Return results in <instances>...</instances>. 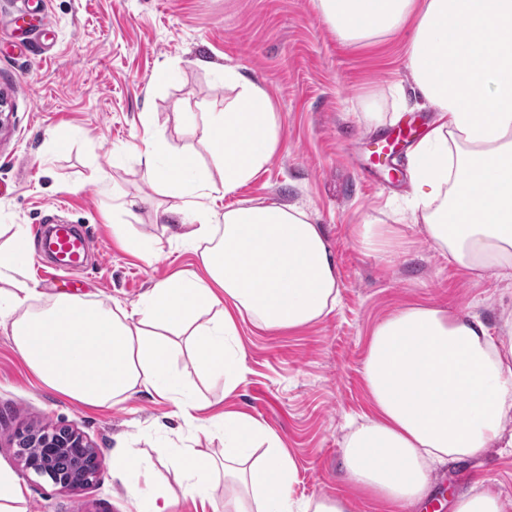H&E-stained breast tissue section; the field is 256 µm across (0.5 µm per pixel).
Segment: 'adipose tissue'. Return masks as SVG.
Returning a JSON list of instances; mask_svg holds the SVG:
<instances>
[{
  "instance_id": "1",
  "label": "adipose tissue",
  "mask_w": 512,
  "mask_h": 512,
  "mask_svg": "<svg viewBox=\"0 0 512 512\" xmlns=\"http://www.w3.org/2000/svg\"><path fill=\"white\" fill-rule=\"evenodd\" d=\"M316 8L353 46L412 27L405 58L413 85L395 89L392 104L428 105L437 118L409 154L411 220L457 266L512 278V0H316ZM224 84L236 90L234 102L201 129L217 173L149 129L135 146L151 181L182 199L171 241L198 254L203 274L174 272L130 308L69 294L43 305L19 278L24 229L0 247V328L53 391L92 407L144 392L171 401L183 425L198 429L207 405L173 370L175 355L229 394L246 373L238 319L293 331L335 308V261L305 210L239 205L219 217L210 206L263 171L280 139L262 86L232 69ZM364 381L371 412L350 422L343 442L348 493L294 498L295 465L281 438L227 410L210 419L223 460L193 447L173 460L183 495L206 499L220 472L235 488L224 512H351L353 491L395 512L431 498L437 467L512 448V336L479 316L398 308L370 333ZM115 467L147 512H172L151 465L125 451Z\"/></svg>"
}]
</instances>
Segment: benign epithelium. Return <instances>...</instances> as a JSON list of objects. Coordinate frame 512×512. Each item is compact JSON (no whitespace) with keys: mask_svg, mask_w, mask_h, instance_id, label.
<instances>
[{"mask_svg":"<svg viewBox=\"0 0 512 512\" xmlns=\"http://www.w3.org/2000/svg\"><path fill=\"white\" fill-rule=\"evenodd\" d=\"M29 442L31 450L20 455L23 467L39 477L52 480L54 484L72 491L88 486L99 468L97 455L84 437L67 428L40 431L27 430L18 434L17 443ZM59 452L68 453L73 459V472L69 479L58 480L48 467V459Z\"/></svg>","mask_w":512,"mask_h":512,"instance_id":"obj_1","label":"benign epithelium"}]
</instances>
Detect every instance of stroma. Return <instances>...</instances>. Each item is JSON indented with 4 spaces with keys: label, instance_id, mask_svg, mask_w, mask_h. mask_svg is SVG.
<instances>
[{
    "label": "stroma",
    "instance_id": "35a3bbf8",
    "mask_svg": "<svg viewBox=\"0 0 512 512\" xmlns=\"http://www.w3.org/2000/svg\"><path fill=\"white\" fill-rule=\"evenodd\" d=\"M410 30L376 47L339 40L314 0H0V92L8 119L0 128V225L26 227L35 249L27 267L50 261L38 249L47 217L81 225L82 270L39 275L44 298L68 292L105 305L138 303L153 283L179 270L200 271L198 256L168 244L166 210L181 199L161 194L132 150L142 117L173 146L215 162L193 126L223 111L235 90L232 68L263 86L280 125L267 168L228 197V204L299 206L320 225L336 262L340 301L324 319L288 332L240 321L245 378L233 395L198 385L209 415L241 409L282 439L296 468L292 494L318 498L344 491L346 418L370 413L364 362L372 328L397 308L426 304L490 327L512 314V280L477 275L442 255L422 225L397 212L411 191L408 152L373 164L372 139L393 127L390 89L409 86L404 51ZM174 79L156 83L162 67ZM386 118L373 125L368 115ZM66 135L57 147V135ZM128 224L164 243L153 265L125 251L112 227ZM385 224L391 242L370 248L366 227ZM170 402L139 393L122 405L90 408L43 386L0 330V461L23 472L29 512H143L116 475L113 455L130 448L153 464L174 496L173 512H221L224 478L198 510L176 482L171 461L193 444L215 457L224 445L207 432L190 435ZM70 427L97 449L93 483L72 493L24 473L16 435L29 427ZM493 486L512 505V453L487 449L449 464L435 498L461 486Z\"/></svg>",
    "mask_w": 512,
    "mask_h": 512
}]
</instances>
